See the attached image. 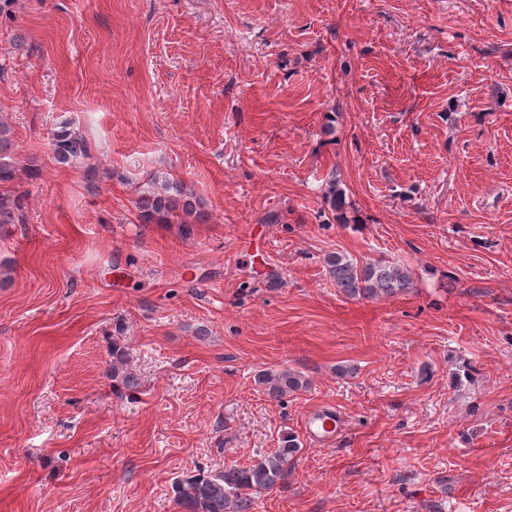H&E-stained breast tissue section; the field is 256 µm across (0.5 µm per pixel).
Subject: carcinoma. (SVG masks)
<instances>
[{"label":"carcinoma","instance_id":"cac0c4a2","mask_svg":"<svg viewBox=\"0 0 512 512\" xmlns=\"http://www.w3.org/2000/svg\"><path fill=\"white\" fill-rule=\"evenodd\" d=\"M50 146L60 164H82L84 175L97 176V168L85 163L89 158L87 143L67 123L54 130ZM15 145L10 126L0 121V186L18 179ZM325 199L341 209L345 192L336 177L325 184ZM22 194L10 189L0 191V225L24 223ZM139 218L144 224H177L184 235L192 225L207 217L203 202L184 181L161 175L153 176L137 201ZM330 280L345 297L356 300L388 298L406 292L412 286L411 272L380 259L358 260L347 253L333 252L325 259ZM258 383L272 399L308 388V380L288 369L259 374ZM300 450L298 436L288 433L280 447L248 465L232 464L220 470L186 474L173 485L176 504L181 512H254L256 499L272 490L288 475V467Z\"/></svg>","mask_w":512,"mask_h":512}]
</instances>
